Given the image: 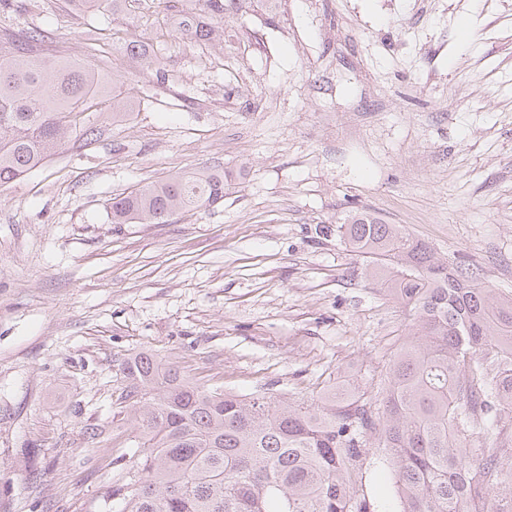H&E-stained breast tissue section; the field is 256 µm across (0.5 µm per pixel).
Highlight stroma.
Wrapping results in <instances>:
<instances>
[{
	"label": "stroma",
	"instance_id": "35a3bbf8",
	"mask_svg": "<svg viewBox=\"0 0 512 512\" xmlns=\"http://www.w3.org/2000/svg\"><path fill=\"white\" fill-rule=\"evenodd\" d=\"M222 40L163 0L0 9L135 107L0 187V512H120L125 360L307 402L387 386L412 318L325 226L364 210L512 293V0H245ZM139 36L157 82L119 47ZM244 169L214 207L116 224L113 197Z\"/></svg>",
	"mask_w": 512,
	"mask_h": 512
}]
</instances>
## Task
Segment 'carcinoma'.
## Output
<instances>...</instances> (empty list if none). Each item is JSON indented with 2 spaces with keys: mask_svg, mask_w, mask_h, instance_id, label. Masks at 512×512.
I'll return each mask as SVG.
<instances>
[{
  "mask_svg": "<svg viewBox=\"0 0 512 512\" xmlns=\"http://www.w3.org/2000/svg\"><path fill=\"white\" fill-rule=\"evenodd\" d=\"M73 10L124 0H68ZM177 31L213 41L224 0H167ZM44 31L0 32V187L65 146L77 117L112 95V119L133 111L117 82L40 54ZM242 171H185L112 199L114 224H165L213 206ZM369 274L413 313L380 399L331 394L294 404L257 391L202 388L147 352L123 372L140 454L112 494L122 512H382L366 474L389 459L396 512H512V293L475 283L399 224L369 212L336 226ZM494 497H489L491 492Z\"/></svg>",
  "mask_w": 512,
  "mask_h": 512,
  "instance_id": "cac0c4a2",
  "label": "carcinoma"
}]
</instances>
